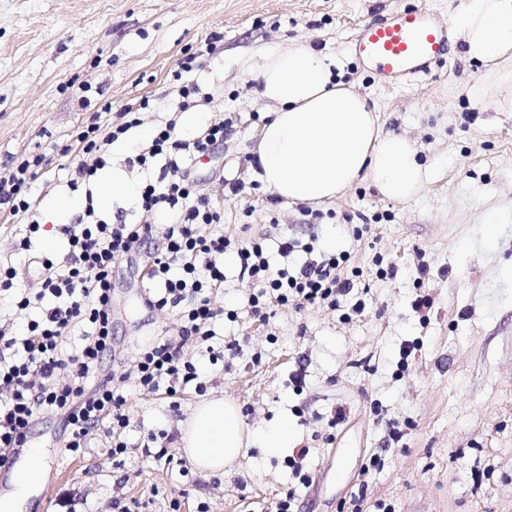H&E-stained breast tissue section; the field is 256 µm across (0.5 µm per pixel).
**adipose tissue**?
<instances>
[{"label": "adipose tissue", "instance_id": "1", "mask_svg": "<svg viewBox=\"0 0 512 512\" xmlns=\"http://www.w3.org/2000/svg\"><path fill=\"white\" fill-rule=\"evenodd\" d=\"M464 55L489 64L503 90L497 105L512 109V76L497 66L512 53V0H464L451 19ZM337 59L296 42L272 50L258 73L261 99L275 106L257 145L255 177L280 199L321 203L359 177L386 197L405 200L428 179L404 137L382 134L368 98L338 81ZM246 435L236 402L199 403L184 425L182 444L206 474L223 473L244 455Z\"/></svg>", "mask_w": 512, "mask_h": 512}]
</instances>
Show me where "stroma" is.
<instances>
[{
  "instance_id": "obj_1",
  "label": "stroma",
  "mask_w": 512,
  "mask_h": 512,
  "mask_svg": "<svg viewBox=\"0 0 512 512\" xmlns=\"http://www.w3.org/2000/svg\"><path fill=\"white\" fill-rule=\"evenodd\" d=\"M410 0H0V168L40 154L46 160L30 188L41 227L28 233L0 209V267L15 270L0 290V326L22 331L36 309H18L35 291L41 262L62 264L69 251L61 221L47 201L86 191L67 187L62 166L77 165L71 133L95 115L100 101L122 108L146 97L140 125L110 145L109 165L156 181L134 165L144 131L163 127L183 102L172 73L198 56L193 79L207 103L202 126L230 120L212 157L189 162L200 194L224 216L232 243L262 240L271 267L306 260V246L345 254L344 272L360 269L368 288L363 312L349 302L275 307L255 316V287L224 266L216 302L236 321L216 324L211 346L189 339L185 357L206 390L170 396L128 383L131 425L124 465L112 458L111 435L94 433L84 454L65 452L60 418L44 411L30 446L44 451V472L22 512H112L114 499L141 503V512H272L287 490L297 512H512V112L494 105L500 91L485 64L468 60L452 41L447 61L431 75L390 87L354 57L360 25L386 17ZM296 41L342 58L340 79L374 103L382 133L416 146L432 176L407 200L383 197L358 179L321 205L273 199L253 177L255 148L269 104L257 94L267 51ZM494 228H487L488 215ZM54 238L55 250L45 249ZM300 242L289 259L281 239ZM149 255L121 260L112 273V345L126 368L143 345L176 336L175 310L144 306L142 265ZM429 270L418 276V261ZM429 307L417 308L418 298ZM236 339L243 356L210 363L209 350ZM412 346L403 356L404 346ZM237 402L246 430L289 416L291 450L269 454L250 444L229 472L188 477L146 456L141 428L171 435L173 460L185 453L175 435L202 398ZM399 429V441L390 438ZM307 449L302 472L291 465Z\"/></svg>"
}]
</instances>
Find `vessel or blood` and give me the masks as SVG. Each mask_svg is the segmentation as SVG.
Returning a JSON list of instances; mask_svg holds the SVG:
<instances>
[{"instance_id": "1", "label": "vessel or blood", "mask_w": 512, "mask_h": 512, "mask_svg": "<svg viewBox=\"0 0 512 512\" xmlns=\"http://www.w3.org/2000/svg\"><path fill=\"white\" fill-rule=\"evenodd\" d=\"M450 29L432 9L416 5L364 23L352 50L371 64L384 83L397 86L430 73L449 50Z\"/></svg>"}]
</instances>
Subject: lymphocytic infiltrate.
<instances>
[{"mask_svg": "<svg viewBox=\"0 0 512 512\" xmlns=\"http://www.w3.org/2000/svg\"><path fill=\"white\" fill-rule=\"evenodd\" d=\"M148 98L126 104L119 125L91 122L78 129L75 138L83 158L66 178L70 185L89 180L105 165V151L120 135L138 123V113L147 108ZM176 120L158 130L151 143L142 147L136 160L144 165L165 156L166 165L157 183L141 191L145 210L160 215L174 214L167 225L164 246L154 254L146 275L151 287L144 303L151 309H178L181 327L177 337L146 345L134 369L125 368L112 347V269L116 262L153 237L151 224L112 223L101 218L94 206H87L69 230L70 245L62 266L45 262V273L37 292L19 298V308L42 306L46 297L57 299V306L44 308L40 319L28 325L23 338L0 328V389L10 396L0 401V468L12 465L13 454L26 447L28 437L42 411L50 409L63 420L67 430L65 448L84 453L88 435L104 425L112 427V455L126 457L128 444L123 437L130 425L127 399L120 390L132 381L138 387L177 390L200 380L194 363L185 360L184 340L212 339V323L225 314L215 306L211 293L224 282L221 257L230 242L221 234L209 232L212 224L224 221L221 212L206 196L196 194L193 182L181 162L189 157L210 156L222 144L227 123L210 125L190 140L178 138ZM41 156L21 160L7 174H0V208L26 221L30 232L40 223L29 199V187L42 167ZM240 277L258 287L249 299L252 312L262 315L269 301L279 305L319 303L336 307L339 299L352 300L354 309H364L355 299L356 284L342 273V260L330 252L297 268L271 269L259 242H249L237 250ZM84 328V343L76 353H68L65 339L75 328ZM20 348V357L9 356ZM70 373L66 384L55 381L57 370Z\"/></svg>", "mask_w": 512, "mask_h": 512, "instance_id": "lymphocytic-infiltrate-1", "label": "lymphocytic infiltrate"}]
</instances>
